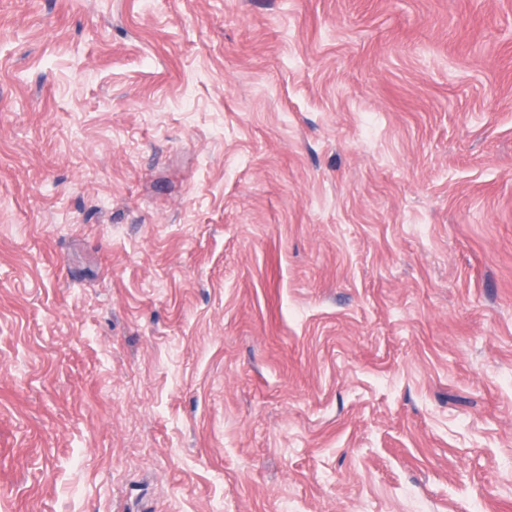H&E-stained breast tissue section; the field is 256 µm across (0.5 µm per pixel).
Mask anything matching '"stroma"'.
Segmentation results:
<instances>
[{"label": "stroma", "mask_w": 512, "mask_h": 512, "mask_svg": "<svg viewBox=\"0 0 512 512\" xmlns=\"http://www.w3.org/2000/svg\"><path fill=\"white\" fill-rule=\"evenodd\" d=\"M0 512H512V0H0Z\"/></svg>", "instance_id": "stroma-1"}]
</instances>
